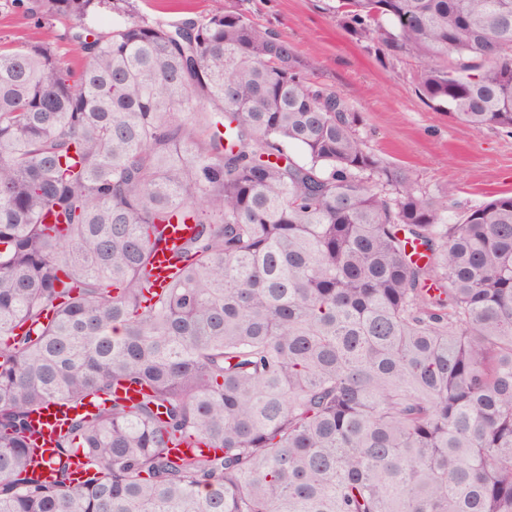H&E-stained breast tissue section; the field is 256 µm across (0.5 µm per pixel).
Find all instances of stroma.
I'll return each instance as SVG.
<instances>
[{
    "mask_svg": "<svg viewBox=\"0 0 512 512\" xmlns=\"http://www.w3.org/2000/svg\"><path fill=\"white\" fill-rule=\"evenodd\" d=\"M150 20L180 24L218 9L245 13L294 48L305 78L341 94L359 117L357 130L386 164L412 173L418 193L455 195L456 223L493 196L512 193V134L475 132L433 109L418 91L417 60L366 47L328 13L326 0H133Z\"/></svg>",
    "mask_w": 512,
    "mask_h": 512,
    "instance_id": "obj_1",
    "label": "stroma"
}]
</instances>
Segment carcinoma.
<instances>
[{
  "label": "carcinoma",
  "mask_w": 512,
  "mask_h": 512,
  "mask_svg": "<svg viewBox=\"0 0 512 512\" xmlns=\"http://www.w3.org/2000/svg\"><path fill=\"white\" fill-rule=\"evenodd\" d=\"M100 4L123 23L87 25ZM329 11L415 58L434 109L512 131V0ZM28 12L0 41V512H512V196L445 223L242 12ZM89 397L40 481L34 413ZM196 439L217 453L173 452ZM155 281L152 286V292L160 294L163 288H166L172 280L174 273L169 261V254L160 252L156 254L153 261Z\"/></svg>",
  "instance_id": "cac0c4a2"
}]
</instances>
